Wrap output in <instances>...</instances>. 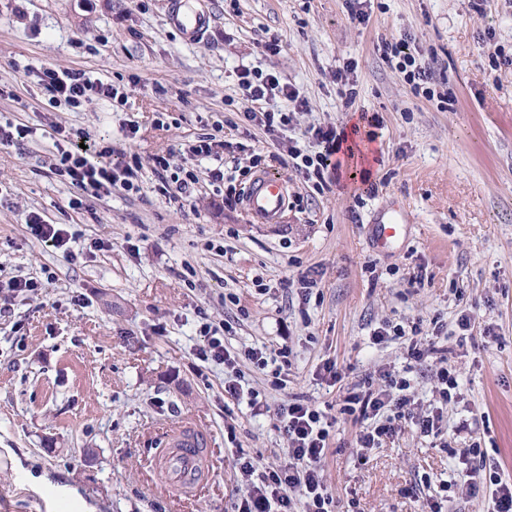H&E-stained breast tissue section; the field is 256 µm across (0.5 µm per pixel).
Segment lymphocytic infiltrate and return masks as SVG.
<instances>
[{
  "label": "lymphocytic infiltrate",
  "instance_id": "1",
  "mask_svg": "<svg viewBox=\"0 0 512 512\" xmlns=\"http://www.w3.org/2000/svg\"><path fill=\"white\" fill-rule=\"evenodd\" d=\"M379 50L389 67L403 74L413 92L425 98H433V84L437 81L434 61L419 51H411L409 39L395 43L382 42ZM25 75L35 76L51 102L77 109L93 98L124 101L119 89L102 80L92 78L81 69H57L48 65L40 67L24 65ZM239 85L245 92L247 106L245 120L262 127L266 134L277 137L288 132L294 122L295 111L307 108L308 101L299 89L282 81L274 72L267 74L242 70L238 74ZM283 98L293 103L291 111L271 108L273 99ZM307 135L317 146L316 152L308 153L291 145L286 162L306 179L315 180L317 188H325L328 171H340L335 160L341 149L342 137L334 126L309 127ZM49 136L57 151L53 172L79 192L71 199L72 209L79 210L87 200L111 194L113 188L138 191V165L115 168L106 159L112 155V147L98 150L84 148L83 136L54 123ZM222 142L211 137L190 141L180 153L185 161L172 164L170 156L155 159V171L159 178V190L171 202L184 203L197 191L200 179L188 163L194 159L218 156ZM225 324L202 320L199 337L202 341L197 356L204 362L222 365L228 379L224 391L234 399H247L252 411H260L257 396H245L240 382L238 364L247 359L257 367L268 363L267 353L261 347H249L244 352L230 350L224 344ZM435 406L422 409L412 402L407 391L409 379L384 370L377 378H364L348 387L340 411L342 414L366 420L367 426L357 436L360 448L368 450L393 437L399 425L412 423L421 434L438 435L443 422V408L461 400L458 374L449 365L447 357H440L435 371ZM283 430L288 437V460L276 467H266L248 457H240L238 471L248 485V493L237 506V512H294V504H301L303 512H334V498L324 478L322 463L329 450L330 424L323 411L304 401L288 405L281 413ZM488 452L481 440H472L461 450L455 469L459 486L466 494H474L480 488H488L491 512H512V481L502 478L495 467L487 463Z\"/></svg>",
  "mask_w": 512,
  "mask_h": 512
}]
</instances>
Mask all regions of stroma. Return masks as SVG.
<instances>
[{"instance_id": "1", "label": "stroma", "mask_w": 512, "mask_h": 512, "mask_svg": "<svg viewBox=\"0 0 512 512\" xmlns=\"http://www.w3.org/2000/svg\"><path fill=\"white\" fill-rule=\"evenodd\" d=\"M204 4L207 31L189 44L169 26L167 0H0V88L14 93L0 98V123H59L115 147L113 166L141 168L139 192L116 188L75 211V189L51 171L50 139L0 145V279L42 283L0 309V512H234L247 493L238 453L286 462L279 412L297 400L337 419L323 463L335 512H421L415 490L446 472L474 432L512 478V0H362L363 24L351 20L350 0ZM267 31L279 56L257 47ZM408 34L448 75L434 86L446 106L415 95L381 59L378 44ZM19 62L85 70L127 103L51 107ZM244 68L276 70L299 89L308 108L295 114L296 133L378 115L374 190L344 178L320 192L282 166L287 139L271 141L242 116ZM202 135L225 141L232 184L205 178L189 202L166 200L155 157ZM264 173L288 184L275 224L223 203L226 187L246 194ZM397 206L409 234L378 250L371 220ZM33 211L77 233L72 254L31 234ZM95 239L109 250H92ZM304 277L318 282L308 299L297 288ZM463 311L474 329L462 341ZM203 313L230 324L232 350H287L281 384L276 362L240 364L243 387L267 412L228 397L223 366L198 360ZM416 321L448 330L441 347L466 406L449 408L444 447L405 426L358 456L363 425L340 415L345 390L379 369L402 370L403 342L375 346L370 336ZM328 359L342 375L333 386L317 375ZM187 418L208 439L211 472L191 499L154 471L170 429ZM464 419L470 431H458Z\"/></svg>"}]
</instances>
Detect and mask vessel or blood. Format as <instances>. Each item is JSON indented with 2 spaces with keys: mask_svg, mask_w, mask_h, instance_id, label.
Wrapping results in <instances>:
<instances>
[{
  "mask_svg": "<svg viewBox=\"0 0 512 512\" xmlns=\"http://www.w3.org/2000/svg\"><path fill=\"white\" fill-rule=\"evenodd\" d=\"M169 19L190 42L199 40L207 28V17L194 6L193 0H169ZM245 203L255 220L277 223L288 207V187L275 176H258L248 190ZM407 227L408 219L403 211L382 216L374 226L376 246L384 249L399 241L405 237ZM199 433L194 422H183L170 431L166 448L154 461L160 481L186 497L193 495L200 481L208 476L204 459L196 448Z\"/></svg>",
  "mask_w": 512,
  "mask_h": 512,
  "instance_id": "1",
  "label": "vessel or blood"
}]
</instances>
